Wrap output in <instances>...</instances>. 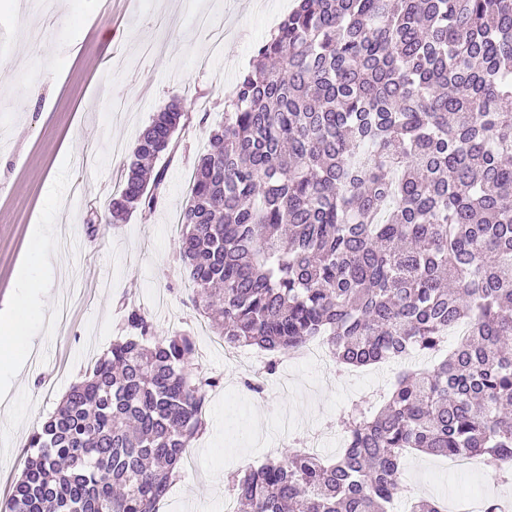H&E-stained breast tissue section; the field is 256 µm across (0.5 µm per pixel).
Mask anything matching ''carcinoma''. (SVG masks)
<instances>
[{
    "instance_id": "obj_1",
    "label": "carcinoma",
    "mask_w": 512,
    "mask_h": 512,
    "mask_svg": "<svg viewBox=\"0 0 512 512\" xmlns=\"http://www.w3.org/2000/svg\"><path fill=\"white\" fill-rule=\"evenodd\" d=\"M185 112L142 131L108 220L152 211ZM176 258L233 347L314 341L336 366L434 353L343 415L332 463L289 448L231 491L247 512H392L407 450L512 484V0H297L193 165ZM27 440L0 512H157L203 425L188 335L139 307ZM406 512H445L409 497Z\"/></svg>"
}]
</instances>
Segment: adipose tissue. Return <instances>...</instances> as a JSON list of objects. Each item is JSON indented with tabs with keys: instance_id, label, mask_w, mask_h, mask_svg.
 <instances>
[{
	"instance_id": "adipose-tissue-1",
	"label": "adipose tissue",
	"mask_w": 512,
	"mask_h": 512,
	"mask_svg": "<svg viewBox=\"0 0 512 512\" xmlns=\"http://www.w3.org/2000/svg\"><path fill=\"white\" fill-rule=\"evenodd\" d=\"M34 253L36 262L22 270L16 298L0 312V376L13 374L23 365L31 346V324L50 310L49 304L36 299L41 287V271L50 267L54 258L50 232L38 234Z\"/></svg>"
}]
</instances>
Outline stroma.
<instances>
[{"label":"stroma","instance_id":"stroma-1","mask_svg":"<svg viewBox=\"0 0 512 512\" xmlns=\"http://www.w3.org/2000/svg\"><path fill=\"white\" fill-rule=\"evenodd\" d=\"M0 0V308L16 293L19 268L33 261L36 229L50 225L58 256L43 283L66 319L33 324V349L14 386L0 387V490L21 473L30 433L56 410L103 354L126 336V308L143 307L162 336L187 333L194 374L216 379L192 463L159 512H224L228 473L257 467L289 443V432L329 437L319 454L336 458L337 422L351 400L386 392L409 361L351 369L336 379L323 364L281 355L264 393L244 386L248 364L215 346L194 307V284L174 262L180 209L196 155L209 147L224 99L295 0ZM179 101L188 120L161 156L166 190L150 212L106 221L120 169L154 112ZM442 457L410 454L405 477L425 499L477 492L512 499V487L479 470L455 474Z\"/></svg>","mask_w":512,"mask_h":512}]
</instances>
